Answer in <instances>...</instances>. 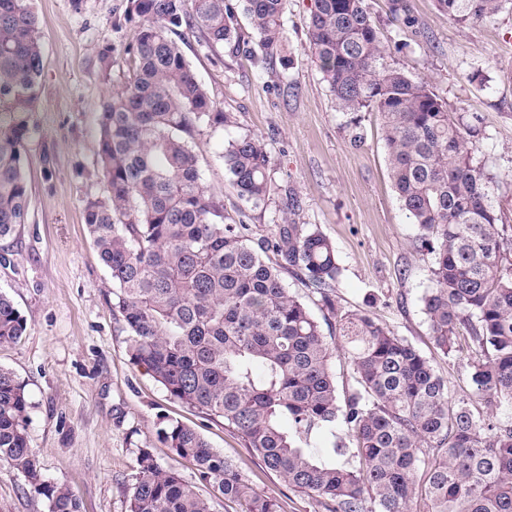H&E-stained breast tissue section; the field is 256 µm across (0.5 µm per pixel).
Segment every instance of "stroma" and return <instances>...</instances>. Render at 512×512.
<instances>
[{"instance_id":"1","label":"stroma","mask_w":512,"mask_h":512,"mask_svg":"<svg viewBox=\"0 0 512 512\" xmlns=\"http://www.w3.org/2000/svg\"><path fill=\"white\" fill-rule=\"evenodd\" d=\"M313 0H286L288 42L282 55L255 61L229 49L211 50L187 33L183 52L199 81L230 120L202 125L204 184L231 217L268 236L286 201L294 219L332 240L345 268L336 287L343 309L363 310L430 358L448 383V400L470 390L469 358L433 344L422 296L432 285L431 260L417 251L411 223L390 180L376 113L338 111L310 59L307 25ZM395 62L427 80L449 111L478 117L484 136L476 156L491 179V199L512 220V10L470 27L436 0H410L420 31L389 18V0H367ZM39 20L43 69L23 155L29 214L0 240V292L26 322L19 343L0 346V368L25 384L28 437L43 475L68 486L82 512H127L140 449L162 467L193 480L158 435L168 417L196 428L232 461L253 489L277 498L281 512H322L245 448L222 423L169 397L133 364L122 320L112 312V279L83 220L88 200L104 195L98 170L95 111L127 70L116 56L110 73L98 49L129 42L135 26L128 0H32ZM360 129L363 140L350 135ZM254 134L268 145L276 190L267 206L241 201L224 167L228 144ZM0 512H48L25 477L0 466Z\"/></svg>"}]
</instances>
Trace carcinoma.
Returning a JSON list of instances; mask_svg holds the SVG:
<instances>
[{"instance_id": "1", "label": "carcinoma", "mask_w": 512, "mask_h": 512, "mask_svg": "<svg viewBox=\"0 0 512 512\" xmlns=\"http://www.w3.org/2000/svg\"><path fill=\"white\" fill-rule=\"evenodd\" d=\"M460 26L512 0H436ZM285 0H129L133 40L97 52L100 69L126 56L121 86L96 112L105 196L84 220L112 278V312L134 363L170 398L221 421L265 467L324 512H512V225L491 204L476 162L478 120L448 111L428 82L397 66L366 0H313L311 58L342 112H377L393 187L416 247L431 257L422 297L431 337L472 353V394L448 404V384L407 340L363 312H345L334 288L343 268L318 227L288 217L255 237L224 214L199 170L195 128L228 120L198 81L177 38L200 31L211 49H240L238 13L267 60L285 49ZM392 18L417 29L410 0ZM43 56L30 0H0V240L27 222L23 154ZM224 166L238 197L258 208L274 191L270 151L251 134L229 143ZM291 272L317 296L324 320L352 354L355 385L339 390L332 346ZM26 324L0 293V346ZM28 396L0 369V463L22 473L48 512H80L66 486L45 479L27 433ZM341 427L335 458L312 440ZM158 435L199 480L240 505L279 512L195 429L162 419ZM350 448L358 465L338 459ZM128 512H211L210 500L141 448Z\"/></svg>"}]
</instances>
